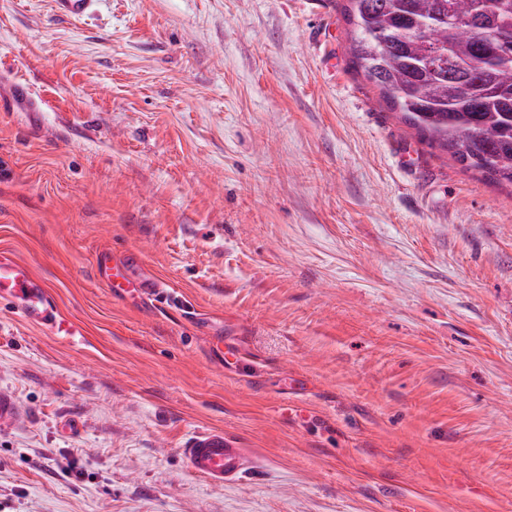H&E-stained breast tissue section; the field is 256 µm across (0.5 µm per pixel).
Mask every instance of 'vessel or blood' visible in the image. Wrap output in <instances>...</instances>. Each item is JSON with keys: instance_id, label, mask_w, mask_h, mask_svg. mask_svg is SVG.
I'll return each mask as SVG.
<instances>
[{"instance_id": "1", "label": "vessel or blood", "mask_w": 512, "mask_h": 512, "mask_svg": "<svg viewBox=\"0 0 512 512\" xmlns=\"http://www.w3.org/2000/svg\"><path fill=\"white\" fill-rule=\"evenodd\" d=\"M98 276L115 293L139 298L164 294L163 282L146 270L142 258L135 253L115 260L101 255ZM0 299L12 303L27 322L46 326L52 335L78 333L71 321L54 314L44 285L31 267L5 253L0 254ZM182 454L194 473L211 482L236 481L250 466L246 450L220 429L194 435Z\"/></svg>"}]
</instances>
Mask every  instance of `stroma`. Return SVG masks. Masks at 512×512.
<instances>
[{
	"label": "stroma",
	"mask_w": 512,
	"mask_h": 512,
	"mask_svg": "<svg viewBox=\"0 0 512 512\" xmlns=\"http://www.w3.org/2000/svg\"><path fill=\"white\" fill-rule=\"evenodd\" d=\"M342 4L0 0V253L82 330L0 300V512H512V188L349 69ZM98 276L112 293L129 294L134 297H163L165 284L148 272L142 258L129 253L123 258H109L101 255L98 262ZM182 454L194 473L211 482L237 481L250 466L246 449L238 448L222 429L194 435Z\"/></svg>",
	"instance_id": "35a3bbf8"
}]
</instances>
